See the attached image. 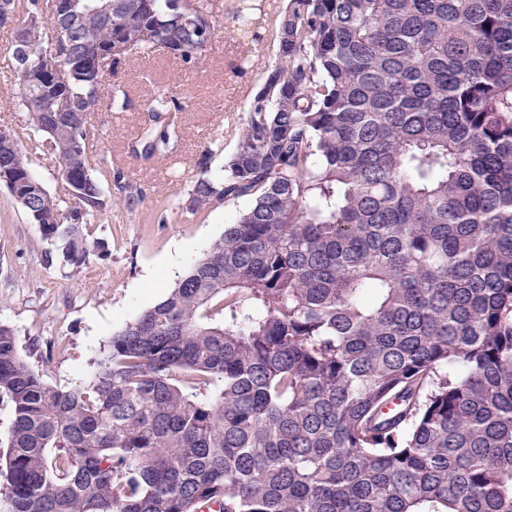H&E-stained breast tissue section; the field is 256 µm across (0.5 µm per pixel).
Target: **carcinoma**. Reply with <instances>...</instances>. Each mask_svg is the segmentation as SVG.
<instances>
[{
	"label": "carcinoma",
	"instance_id": "carcinoma-1",
	"mask_svg": "<svg viewBox=\"0 0 512 512\" xmlns=\"http://www.w3.org/2000/svg\"><path fill=\"white\" fill-rule=\"evenodd\" d=\"M8 56L27 127L0 126V181L81 265L112 167L98 55L167 43L190 69L224 14L258 42L245 0H72ZM223 176L205 148L177 209H244L166 297L115 331L93 374L58 388L0 323V394L13 407L0 512H512V0H287ZM72 112H52L57 94ZM188 101H145L124 149L173 156ZM54 157L62 205L31 171ZM51 9L58 17L57 27L54 31L55 35L51 41L58 42V39H63L68 32V28L75 23V13L69 0H54L51 2Z\"/></svg>",
	"mask_w": 512,
	"mask_h": 512
}]
</instances>
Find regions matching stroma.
I'll return each mask as SVG.
<instances>
[{
    "mask_svg": "<svg viewBox=\"0 0 512 512\" xmlns=\"http://www.w3.org/2000/svg\"><path fill=\"white\" fill-rule=\"evenodd\" d=\"M251 49L228 17L206 62L196 70H183L166 54L119 65L116 82L127 95V105L120 112L96 113L95 118L112 133L106 148L113 164L141 185L145 200L130 207L107 204L87 228L89 238L102 248L86 263H66L0 185V322L14 328L21 355L46 382L68 387L92 375L93 361L112 333L162 301L169 286L202 257L237 212L231 204L187 222L178 215L175 201L189 189L213 131L222 134L210 160L213 176H221L225 158L234 151L258 73L236 71L232 65ZM145 71L154 80L174 83L190 102L176 156L162 163L138 162L124 152L150 92L141 78ZM179 242L189 249L173 270L165 257Z\"/></svg>",
    "mask_w": 512,
    "mask_h": 512,
    "instance_id": "35a3bbf8",
    "label": "stroma"
}]
</instances>
